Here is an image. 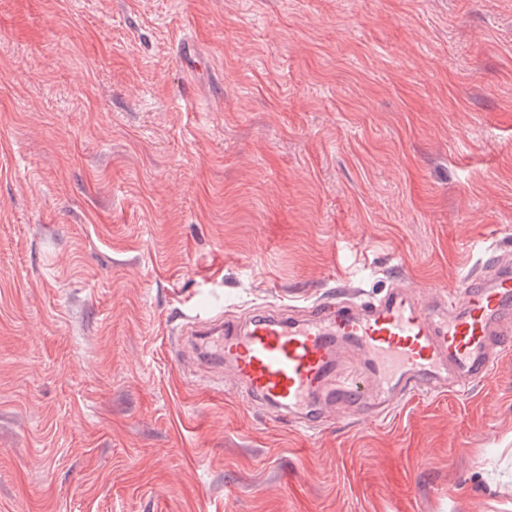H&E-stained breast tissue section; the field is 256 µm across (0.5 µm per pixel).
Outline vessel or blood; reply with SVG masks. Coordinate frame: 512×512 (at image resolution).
I'll return each mask as SVG.
<instances>
[{
	"mask_svg": "<svg viewBox=\"0 0 512 512\" xmlns=\"http://www.w3.org/2000/svg\"><path fill=\"white\" fill-rule=\"evenodd\" d=\"M176 58L191 81L207 76L191 39ZM182 335L217 337L244 398L309 430L329 407L381 417L416 392H458L488 379L512 353V257L492 253L461 292L416 299L337 295L301 311L266 307L243 319L187 321Z\"/></svg>",
	"mask_w": 512,
	"mask_h": 512,
	"instance_id": "b4317fda",
	"label": "vessel or blood"
}]
</instances>
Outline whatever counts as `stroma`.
<instances>
[{"mask_svg": "<svg viewBox=\"0 0 512 512\" xmlns=\"http://www.w3.org/2000/svg\"><path fill=\"white\" fill-rule=\"evenodd\" d=\"M490 248L512 0H0V512H512V355L307 432L170 350ZM176 58L193 83L208 78L206 69L202 67L199 51L190 38H185L178 43Z\"/></svg>", "mask_w": 512, "mask_h": 512, "instance_id": "1", "label": "stroma"}]
</instances>
